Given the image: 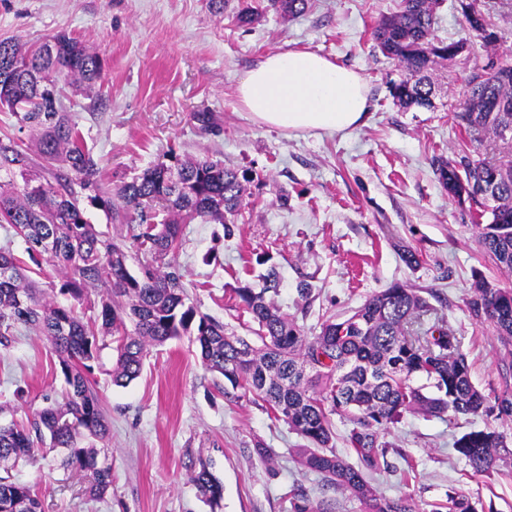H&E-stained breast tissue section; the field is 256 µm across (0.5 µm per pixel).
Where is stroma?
Returning a JSON list of instances; mask_svg holds the SVG:
<instances>
[{
  "mask_svg": "<svg viewBox=\"0 0 512 512\" xmlns=\"http://www.w3.org/2000/svg\"><path fill=\"white\" fill-rule=\"evenodd\" d=\"M399 2L309 0L305 13L288 19L267 0H227L220 15L209 0H0V40L34 47L64 32L104 58L95 89L68 88L61 99L113 183L171 149L249 171L233 235L219 224L185 225L176 256L191 302L227 335H252L234 290L258 285L262 255L280 274L275 304L311 334L398 282L437 294L438 315L459 339L473 384L491 399L512 381V355L490 323L472 318L467 301L475 271L504 287H512V272L491 265L474 207L449 197L437 171L439 161L462 150L452 114L490 53L477 47L437 65L433 110L401 108L389 91L400 69L372 38ZM245 7L258 15L249 25L236 19ZM296 49L363 77L365 125L289 133L243 112L236 86L244 73L267 54ZM200 112L209 124L197 121ZM406 250L418 264L405 262ZM303 280L312 286L306 299L296 292ZM114 359L103 349L89 376L111 425L108 439L94 446L112 466V487L90 496L89 474L62 467V450L42 449L12 469L42 512H291L289 492L297 484L336 512H362L355 497L325 488L321 475L301 468L294 450L302 439L255 395L207 370L192 336L152 348L140 376L125 386L112 382ZM64 387L44 337L24 331L0 348V424L26 422ZM484 428L512 437V418L403 414L383 437L386 464L371 475V486L389 498L412 496L425 508L455 490L486 512H512V455L477 475L454 449L463 434ZM263 448L269 458L260 456ZM203 460L224 486L216 508L191 480Z\"/></svg>",
  "mask_w": 512,
  "mask_h": 512,
  "instance_id": "1",
  "label": "stroma"
}]
</instances>
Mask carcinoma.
Wrapping results in <instances>:
<instances>
[{"label":"carcinoma","mask_w":512,"mask_h":512,"mask_svg":"<svg viewBox=\"0 0 512 512\" xmlns=\"http://www.w3.org/2000/svg\"><path fill=\"white\" fill-rule=\"evenodd\" d=\"M268 2L284 18L307 6V0ZM484 13L490 33L480 42L494 49L501 32L490 8ZM435 23L433 0H401L399 10L373 30L381 52L403 69L391 92L406 108L433 107L430 71L465 48L462 41L435 38ZM104 67L98 52L65 32L26 50L0 42V106L29 132L27 143L0 137V224L25 241L38 269L46 266L61 275L59 294L79 302L95 295L100 321L95 328L44 298L26 267L0 247V346L8 347L20 327L39 333L57 354L66 383L62 401L37 411L29 426H0V463L29 459L45 444L63 448L62 464L90 473V492L105 494L112 486L111 465L98 460L95 449L80 446L83 438L103 440L109 434L87 376L105 338H116L112 382L124 386L140 374L149 347L189 335L206 368L260 398L275 419L307 442L297 449L303 468L356 497L364 512H417L406 497L377 495L367 475L381 468L386 455L381 434L404 412L418 409L452 419L486 411L458 338L442 322L429 320L435 308L427 298L398 283L370 295L351 314L323 321L310 336L274 305L279 278L273 267L259 286L236 289L261 346L226 335L224 325L188 303L174 254L184 224L218 222L231 234L250 178L219 160L170 153L117 190L106 186L77 123L46 96L65 86L89 89ZM453 121L474 150L441 163L440 181L448 195L475 205L479 217L490 214L488 223L475 225L478 240L499 270L512 272V146L503 138L504 130L512 129V58L496 55L470 77ZM32 145L50 178L31 174ZM88 205L103 210L109 223L126 225L131 243L97 230L86 216ZM472 288L471 316L491 322L504 344L512 343V288L480 272ZM419 378L425 383L417 384ZM494 409L512 417L511 388L495 397ZM334 415L351 424L346 442L356 466L332 449ZM507 447L504 435L487 430L470 431L455 443L476 474L495 469ZM192 481L212 505L220 503L223 485L208 462H199ZM289 496L292 512H330L325 501L302 488L291 489ZM479 506L450 491L432 512H479ZM0 512H41L31 488L7 468L0 474Z\"/></svg>","instance_id":"obj_1"}]
</instances>
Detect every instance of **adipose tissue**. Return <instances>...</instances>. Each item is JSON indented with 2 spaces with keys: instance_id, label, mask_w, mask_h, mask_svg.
I'll list each match as a JSON object with an SVG mask.
<instances>
[{
  "instance_id": "obj_1",
  "label": "adipose tissue",
  "mask_w": 512,
  "mask_h": 512,
  "mask_svg": "<svg viewBox=\"0 0 512 512\" xmlns=\"http://www.w3.org/2000/svg\"><path fill=\"white\" fill-rule=\"evenodd\" d=\"M237 97L254 121L288 131H347L364 125L368 111L364 79L311 51L261 58L240 80Z\"/></svg>"
}]
</instances>
